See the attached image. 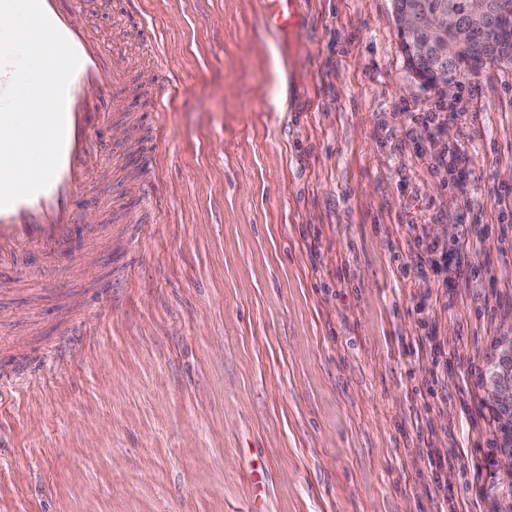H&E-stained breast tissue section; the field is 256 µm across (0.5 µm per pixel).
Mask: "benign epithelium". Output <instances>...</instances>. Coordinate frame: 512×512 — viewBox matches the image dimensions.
<instances>
[{
    "label": "benign epithelium",
    "mask_w": 512,
    "mask_h": 512,
    "mask_svg": "<svg viewBox=\"0 0 512 512\" xmlns=\"http://www.w3.org/2000/svg\"><path fill=\"white\" fill-rule=\"evenodd\" d=\"M468 22L459 25L446 13L420 16L412 10L402 12L396 23L400 38L407 43L408 64L431 56L448 53V42L453 41L468 51L464 71L473 72L488 63L491 43L478 37L489 23L486 0H469ZM428 82L443 92L451 93L457 83L448 79V70L435 68L428 74ZM484 399L488 406L504 408L498 420L503 437L512 439V337L505 336L493 350V360L480 377Z\"/></svg>",
    "instance_id": "benign-epithelium-1"
}]
</instances>
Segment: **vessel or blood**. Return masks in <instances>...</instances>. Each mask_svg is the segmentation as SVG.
I'll use <instances>...</instances> for the list:
<instances>
[{"mask_svg":"<svg viewBox=\"0 0 512 512\" xmlns=\"http://www.w3.org/2000/svg\"><path fill=\"white\" fill-rule=\"evenodd\" d=\"M41 7L75 50L79 63L65 93V133L59 165L47 187L32 196L0 207V273L21 255L54 258L64 254L74 239L87 232L76 200L89 190L88 172L103 162V140L111 131L110 119L122 104L126 56L118 48L94 38L85 25H75L80 0H40ZM294 0H272L263 15L266 28L280 30L291 24ZM140 40L153 53L148 98L152 111H161L171 90L163 55L154 31L140 26ZM154 178L140 184L143 205L140 223L158 215Z\"/></svg>","mask_w":512,"mask_h":512,"instance_id":"obj_1","label":"vessel or blood"}]
</instances>
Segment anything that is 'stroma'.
<instances>
[{
  "label": "stroma",
  "mask_w": 512,
  "mask_h": 512,
  "mask_svg": "<svg viewBox=\"0 0 512 512\" xmlns=\"http://www.w3.org/2000/svg\"><path fill=\"white\" fill-rule=\"evenodd\" d=\"M141 8L179 88L114 115L79 203L128 246L0 284V512H498L479 376L512 332V66L423 84L391 0H296L278 34L267 0ZM83 12L140 58L121 0ZM142 147L167 201L146 228ZM431 242L462 246L447 274ZM454 162L448 169V156H442L440 166L443 167L450 175V181L454 186H463L468 175L467 167L469 159L466 154L454 150Z\"/></svg>",
  "instance_id": "1"
}]
</instances>
